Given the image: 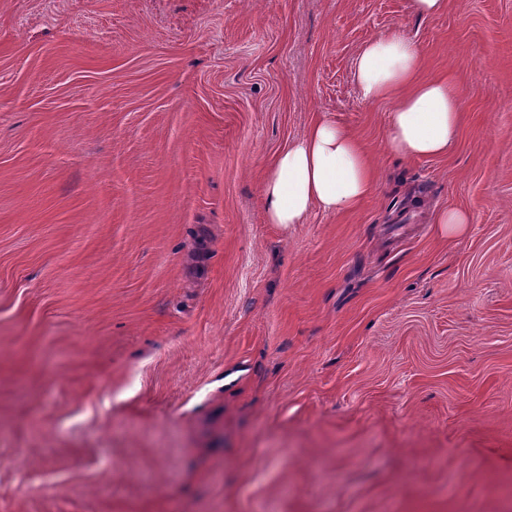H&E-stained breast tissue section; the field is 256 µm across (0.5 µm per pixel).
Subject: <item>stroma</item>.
<instances>
[{
    "label": "stroma",
    "mask_w": 512,
    "mask_h": 512,
    "mask_svg": "<svg viewBox=\"0 0 512 512\" xmlns=\"http://www.w3.org/2000/svg\"><path fill=\"white\" fill-rule=\"evenodd\" d=\"M389 32L445 155L356 89ZM320 115L376 186L267 223ZM0 512H512V0H0ZM421 71L416 44L398 33L374 37L355 60L354 77L361 98L394 101L386 144L401 156L442 155L459 134L455 86L447 77H425ZM436 224H441L444 232L449 234H459L465 228L467 224H470L469 215L459 209H448L441 212L438 217Z\"/></svg>",
    "instance_id": "35a3bbf8"
}]
</instances>
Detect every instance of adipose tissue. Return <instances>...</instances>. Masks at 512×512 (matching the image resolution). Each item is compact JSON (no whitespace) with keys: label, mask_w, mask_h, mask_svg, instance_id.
I'll use <instances>...</instances> for the list:
<instances>
[{"label":"adipose tissue","mask_w":512,"mask_h":512,"mask_svg":"<svg viewBox=\"0 0 512 512\" xmlns=\"http://www.w3.org/2000/svg\"><path fill=\"white\" fill-rule=\"evenodd\" d=\"M413 41L393 33L374 37L355 60V83L363 100L390 99L386 144L406 157L447 153L459 134L458 92L445 77L421 74ZM372 157L345 127L317 119L307 134L274 159L262 182L266 220L302 224L313 210L336 214L354 208L372 191Z\"/></svg>","instance_id":"obj_1"}]
</instances>
